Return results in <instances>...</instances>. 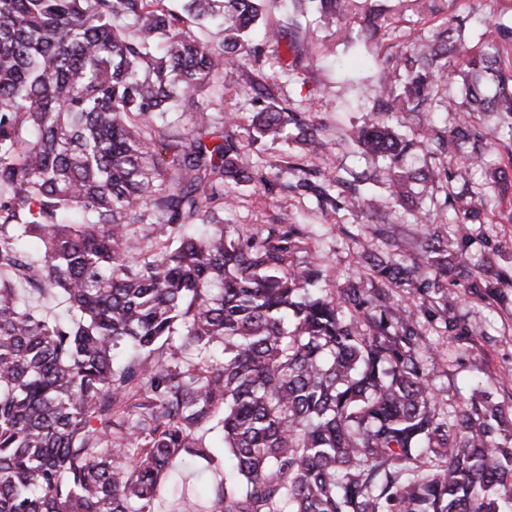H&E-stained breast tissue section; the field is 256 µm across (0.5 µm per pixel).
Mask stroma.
Returning a JSON list of instances; mask_svg holds the SVG:
<instances>
[{
	"label": "stroma",
	"mask_w": 512,
	"mask_h": 512,
	"mask_svg": "<svg viewBox=\"0 0 512 512\" xmlns=\"http://www.w3.org/2000/svg\"><path fill=\"white\" fill-rule=\"evenodd\" d=\"M383 24L385 39L366 41L359 35L356 15L328 20L315 14H284L269 7L267 21L291 24L303 37L311 57L296 62L291 77L277 78L290 55L263 50L256 60L224 72V131L242 145V158L253 172L250 183L236 188L224 207V222L234 232L266 235L270 226L295 228L298 247L295 263H313L327 269L324 283L328 297L340 298L351 282L375 296L382 307L400 317H414L424 324L430 351L426 365L429 383L443 410L460 407L475 381L493 378L495 397L512 405V183L505 185L501 200L484 215L467 251L471 259H485L498 276L494 294H484L457 276L448 278V299L436 294L410 295L407 289L386 287L384 282L359 278L358 254L380 253L384 235H391L401 254L411 251L423 222L440 223L447 209L444 191H437L416 208L387 200L383 185L368 181L360 192L371 198L370 207L320 210L312 194L278 178L279 169L299 160L306 169L333 170L338 179L372 171L374 164L360 155L351 139L353 131L374 122L372 110L380 71L378 57L393 53L428 36L432 24L447 21L454 34L476 41L488 23H512V0H387ZM270 76L269 88L280 104L303 112L316 124L321 138L331 141L330 151L284 150L277 143L249 144L246 126L259 88L258 75Z\"/></svg>",
	"instance_id": "obj_1"
}]
</instances>
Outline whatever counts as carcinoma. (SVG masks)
Segmentation results:
<instances>
[{
  "instance_id": "cac0c4a2",
  "label": "carcinoma",
  "mask_w": 512,
  "mask_h": 512,
  "mask_svg": "<svg viewBox=\"0 0 512 512\" xmlns=\"http://www.w3.org/2000/svg\"><path fill=\"white\" fill-rule=\"evenodd\" d=\"M0 0V512H155L178 463L225 467L205 512H512V407L488 384L443 416L411 317H363L310 289L323 271L290 260L271 227L245 240L224 228V198L252 180L224 116V70L268 0ZM342 18L354 0H293ZM383 9L362 31L381 39ZM435 39L377 60L378 112H421L462 59L470 117L447 137L374 122L355 133L404 205L414 187L445 190L448 223L472 238L500 183L449 188L448 160L484 164L512 140V25L472 46ZM206 29L210 38L196 34ZM286 41V26L265 29ZM249 139L315 144L289 106L253 113ZM329 173L309 184L321 207ZM152 224L134 250L131 231ZM359 272L413 293L443 294L448 274L492 288L486 263L448 252L427 228L402 260L362 254ZM366 321L372 332L358 329Z\"/></svg>"
}]
</instances>
